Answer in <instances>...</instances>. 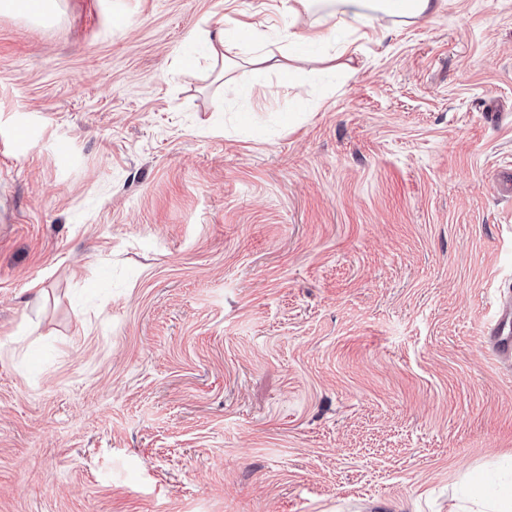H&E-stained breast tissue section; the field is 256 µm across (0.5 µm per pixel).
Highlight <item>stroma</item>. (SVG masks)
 <instances>
[{
	"label": "stroma",
	"instance_id": "35a3bbf8",
	"mask_svg": "<svg viewBox=\"0 0 512 512\" xmlns=\"http://www.w3.org/2000/svg\"><path fill=\"white\" fill-rule=\"evenodd\" d=\"M239 0L257 37L327 28ZM224 0L0 15V512H451L512 485V0L355 73ZM206 43L211 59H221L224 67L234 63L237 59L239 42L228 29L219 27L213 33H209Z\"/></svg>",
	"mask_w": 512,
	"mask_h": 512
}]
</instances>
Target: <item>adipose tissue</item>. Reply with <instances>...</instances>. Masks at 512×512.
<instances>
[{"label": "adipose tissue", "instance_id": "adipose-tissue-1", "mask_svg": "<svg viewBox=\"0 0 512 512\" xmlns=\"http://www.w3.org/2000/svg\"><path fill=\"white\" fill-rule=\"evenodd\" d=\"M321 4L328 7L330 17L335 20L332 29L312 28L304 32L288 29L266 37L260 44L259 54L253 58L254 63H273L283 77H290L292 48L300 42L324 45L328 60L344 58L351 61L357 53L355 44L360 38V27L367 23L370 13L399 14L415 21L427 20L443 10L446 0H290L288 9L298 15ZM224 10L231 17V29L217 28L208 34L206 43L211 58L229 65L238 55V35H253L254 28L239 18L237 0H224ZM473 483L478 492L472 506L458 508L457 512H512V492H494L492 472L476 474Z\"/></svg>", "mask_w": 512, "mask_h": 512}]
</instances>
